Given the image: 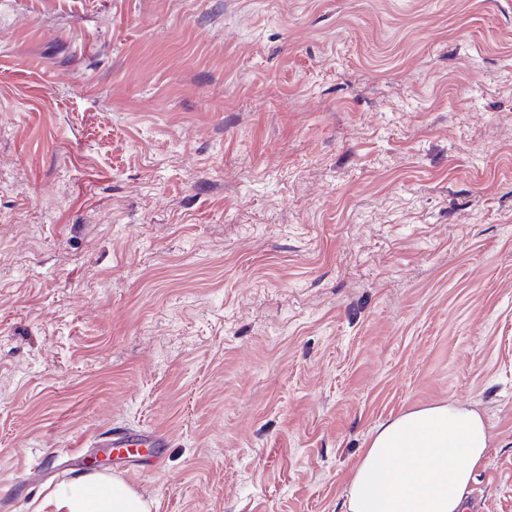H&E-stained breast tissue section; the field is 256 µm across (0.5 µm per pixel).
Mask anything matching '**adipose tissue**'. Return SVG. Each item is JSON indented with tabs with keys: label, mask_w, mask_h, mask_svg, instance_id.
<instances>
[{
	"label": "adipose tissue",
	"mask_w": 512,
	"mask_h": 512,
	"mask_svg": "<svg viewBox=\"0 0 512 512\" xmlns=\"http://www.w3.org/2000/svg\"><path fill=\"white\" fill-rule=\"evenodd\" d=\"M489 435L454 405L418 408L379 426L356 466L347 512H463ZM53 512H151L118 477L80 474L43 500Z\"/></svg>",
	"instance_id": "obj_1"
}]
</instances>
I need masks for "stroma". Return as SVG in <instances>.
I'll list each match as a JSON object with an SVG mask.
<instances>
[{
    "mask_svg": "<svg viewBox=\"0 0 512 512\" xmlns=\"http://www.w3.org/2000/svg\"><path fill=\"white\" fill-rule=\"evenodd\" d=\"M436 404L512 512V0H0V512L118 426L151 512H346ZM167 445V436L162 432L152 431L142 434L132 430L112 428V434L102 437V441L97 444V447L113 448L114 451H117L116 459L125 460L129 456L139 454V448H153L152 456L159 457L161 448H167Z\"/></svg>",
    "mask_w": 512,
    "mask_h": 512,
    "instance_id": "obj_1",
    "label": "stroma"
}]
</instances>
